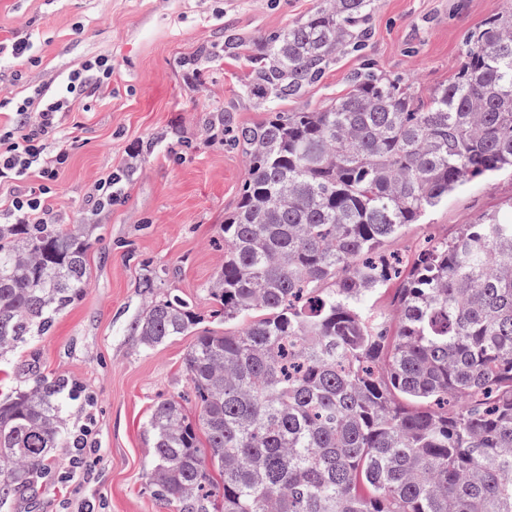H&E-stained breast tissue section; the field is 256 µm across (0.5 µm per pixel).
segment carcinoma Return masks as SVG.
I'll return each mask as SVG.
<instances>
[{
  "label": "carcinoma",
  "instance_id": "obj_1",
  "mask_svg": "<svg viewBox=\"0 0 512 512\" xmlns=\"http://www.w3.org/2000/svg\"><path fill=\"white\" fill-rule=\"evenodd\" d=\"M374 0H317L247 55L266 119L227 130L248 173L224 216L209 288L224 323L196 330L173 295L134 322L153 348L195 333L199 408L155 403L149 482L176 512H512V215L486 214L411 261L380 245L480 178L512 171V0L462 43L423 97L367 64L346 93L282 112ZM95 224H0V350L44 334L89 282ZM398 280L389 336L368 297ZM0 395V502L52 476L61 405L84 389L36 357Z\"/></svg>",
  "mask_w": 512,
  "mask_h": 512
}]
</instances>
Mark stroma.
I'll return each mask as SVG.
<instances>
[{
    "label": "stroma",
    "mask_w": 512,
    "mask_h": 512,
    "mask_svg": "<svg viewBox=\"0 0 512 512\" xmlns=\"http://www.w3.org/2000/svg\"><path fill=\"white\" fill-rule=\"evenodd\" d=\"M316 0H0V41L31 35L40 60L0 63V98L33 97L83 62L112 58V84L98 98L68 103L58 141L70 157L54 185L52 218L92 224L89 286L26 349L0 351V379L20 383L27 352L44 374L81 383L89 401L64 404L65 428L92 431L77 476L37 485L0 504V512H166L148 479L157 401L179 400L195 414L184 358L194 339L144 347L132 323L173 294L212 324L207 289L224 263L220 226L238 200L245 157L207 131L206 116L231 125L262 121L265 107L244 92L250 68L224 56L196 69L181 60L221 47L227 35L260 49L262 39L305 17ZM500 0H375L362 49H347L321 81L283 111L340 96L351 75L372 63L419 94L447 83L467 33L498 12ZM119 177L112 205H93L98 181ZM512 203V176L470 184L407 226L386 251L413 254L446 240L478 216Z\"/></svg>",
    "instance_id": "stroma-1"
}]
</instances>
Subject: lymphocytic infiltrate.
Returning a JSON list of instances; mask_svg holds the SVG:
<instances>
[{"instance_id": "1", "label": "lymphocytic infiltrate", "mask_w": 512, "mask_h": 512, "mask_svg": "<svg viewBox=\"0 0 512 512\" xmlns=\"http://www.w3.org/2000/svg\"><path fill=\"white\" fill-rule=\"evenodd\" d=\"M112 81V60L101 55L84 62L70 72L56 92L37 99L17 102L0 100V107L12 106L14 123L0 132V186L10 185L11 192L0 200V216L13 224H43L51 216V185L69 159L67 148L47 155L46 143L60 127L59 114L65 103L96 95ZM39 181H28L30 172Z\"/></svg>"}]
</instances>
